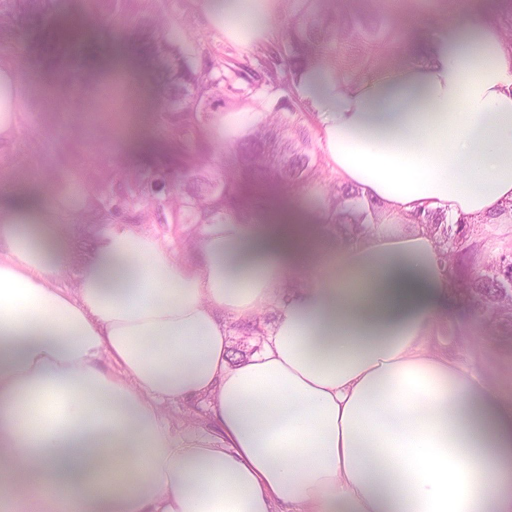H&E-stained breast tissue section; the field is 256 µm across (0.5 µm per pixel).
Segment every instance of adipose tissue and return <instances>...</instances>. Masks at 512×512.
I'll use <instances>...</instances> for the list:
<instances>
[{
  "mask_svg": "<svg viewBox=\"0 0 512 512\" xmlns=\"http://www.w3.org/2000/svg\"><path fill=\"white\" fill-rule=\"evenodd\" d=\"M204 3L232 41L273 34L277 0ZM20 88L0 60V147ZM298 91L327 169L394 223L317 247L228 219L192 263L123 223L79 249L59 221L79 182L0 205V512H512V400L428 349L453 276L409 221L512 216V43L467 13L397 67ZM269 309L231 363L228 325ZM200 400L220 437L173 434L163 405Z\"/></svg>",
  "mask_w": 512,
  "mask_h": 512,
  "instance_id": "adipose-tissue-1",
  "label": "adipose tissue"
}]
</instances>
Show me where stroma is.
<instances>
[{"instance_id":"1","label":"stroma","mask_w":512,"mask_h":512,"mask_svg":"<svg viewBox=\"0 0 512 512\" xmlns=\"http://www.w3.org/2000/svg\"><path fill=\"white\" fill-rule=\"evenodd\" d=\"M156 3L169 21L172 39L188 57H196L204 45L223 55L225 68L252 64L251 47L212 27L202 0ZM466 12L512 25V0H435L420 20L409 11L407 0H386L384 15L394 43L378 58V67L398 65L417 33L439 29ZM129 30L123 22H107L63 0L51 21L32 33H17L10 48H0V58L15 64L22 86L18 131L0 153V184L21 182V198L43 202L75 180L87 157L135 162L167 149L170 136L160 119L162 99L127 39ZM278 99L267 87L236 79L224 90V109L238 114L245 130ZM246 195L254 203L256 224H309L318 210L314 188L287 193L266 179L251 182ZM461 248L459 276L464 279L512 254V227L476 225ZM427 345L512 388V332H499L494 321L473 314L464 304L449 303Z\"/></svg>"}]
</instances>
